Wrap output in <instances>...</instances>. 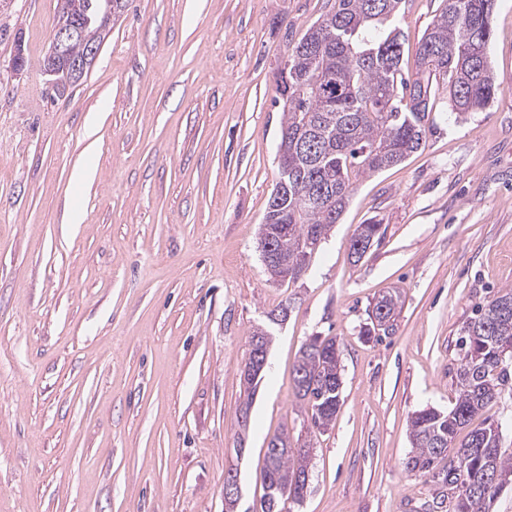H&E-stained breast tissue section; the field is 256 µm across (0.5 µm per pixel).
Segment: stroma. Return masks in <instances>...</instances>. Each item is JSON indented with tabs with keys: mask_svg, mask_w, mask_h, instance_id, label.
Returning a JSON list of instances; mask_svg holds the SVG:
<instances>
[{
	"mask_svg": "<svg viewBox=\"0 0 512 512\" xmlns=\"http://www.w3.org/2000/svg\"><path fill=\"white\" fill-rule=\"evenodd\" d=\"M324 6L128 0L58 97L42 70L58 0H0V512H224L231 468L253 512L282 431L309 450L291 512H418L438 496L405 468L409 419L454 403L462 326L512 288V0L492 19L491 106L456 115L434 80L424 149L360 177L306 273L280 285L258 250L279 176L275 79ZM442 6L402 5L406 71ZM368 222L383 238L356 263ZM390 288L395 332L369 338ZM285 302L247 395L249 337ZM314 336L341 350L323 433L293 391ZM381 239L380 224H361L358 226L355 234L350 240L349 255L353 262H359L368 254L367 247H373ZM362 247L358 248L359 244Z\"/></svg>",
	"mask_w": 512,
	"mask_h": 512,
	"instance_id": "1",
	"label": "stroma"
}]
</instances>
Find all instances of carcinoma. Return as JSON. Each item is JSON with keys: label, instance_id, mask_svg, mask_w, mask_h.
<instances>
[{"label": "carcinoma", "instance_id": "1", "mask_svg": "<svg viewBox=\"0 0 512 512\" xmlns=\"http://www.w3.org/2000/svg\"><path fill=\"white\" fill-rule=\"evenodd\" d=\"M496 0H445L416 44L417 70L404 72L405 32L393 23L402 0H326L319 19L288 49V78L276 76L284 123L279 148L290 168L280 187L283 216H264L259 232L280 255L296 257L300 245L325 239L353 195L355 179L404 162L425 147L432 82L447 80L452 111L477 112L498 88L488 57ZM381 239V225L361 224L350 240L353 262ZM314 250L283 278L308 269ZM400 292L374 303L368 333L393 334ZM457 399L448 411L423 408L410 418L408 472L429 476L448 490L452 512H489L512 485V450L501 447L499 425L483 421L454 445L460 431L504 393L512 394V289L498 291L465 322L456 372ZM340 347L333 337H312L294 365L295 397L311 407V425L326 431L342 402ZM309 450L288 434L273 435L261 473L260 512H285L302 502L309 482Z\"/></svg>", "mask_w": 512, "mask_h": 512}]
</instances>
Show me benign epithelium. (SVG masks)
Masks as SVG:
<instances>
[{"label": "benign epithelium", "mask_w": 512, "mask_h": 512, "mask_svg": "<svg viewBox=\"0 0 512 512\" xmlns=\"http://www.w3.org/2000/svg\"><path fill=\"white\" fill-rule=\"evenodd\" d=\"M121 4L122 0H88L81 17H57L43 65L51 84L69 87L82 80L96 62L103 44L101 39H85V32L89 27L96 26L101 33L108 34L112 28V18L123 11ZM76 42L83 43V52L78 56L71 54V47Z\"/></svg>", "instance_id": "7a95c632"}]
</instances>
